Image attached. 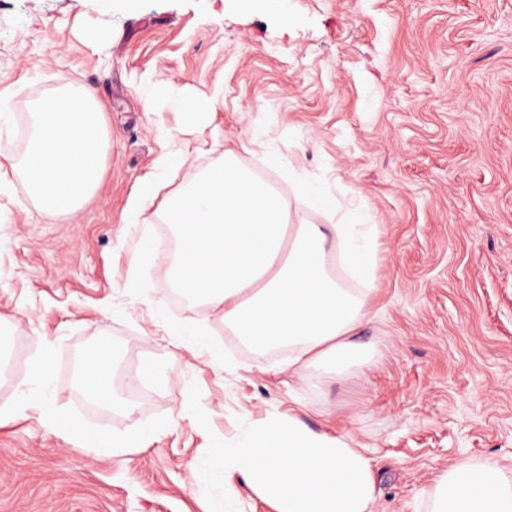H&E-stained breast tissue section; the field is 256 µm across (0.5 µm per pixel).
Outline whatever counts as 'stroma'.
Instances as JSON below:
<instances>
[{"instance_id": "35a3bbf8", "label": "stroma", "mask_w": 512, "mask_h": 512, "mask_svg": "<svg viewBox=\"0 0 512 512\" xmlns=\"http://www.w3.org/2000/svg\"><path fill=\"white\" fill-rule=\"evenodd\" d=\"M0 0V155L20 153L30 104L66 85L101 102L96 193L47 214L0 167V512H276L212 459L246 422L297 417L349 435L376 474L373 512H429L449 466L486 457L512 474V0ZM206 100L191 119L171 87ZM232 151L263 166L295 221L377 229L379 269L359 339L370 367L337 381L240 352L220 311L175 310L156 240L165 199ZM335 196L314 208L301 186ZM209 325L210 362L177 323ZM144 393L87 413L69 361L99 336ZM49 358L57 413L141 447L65 440L18 385Z\"/></svg>"}]
</instances>
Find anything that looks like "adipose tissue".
I'll use <instances>...</instances> for the list:
<instances>
[{"mask_svg":"<svg viewBox=\"0 0 512 512\" xmlns=\"http://www.w3.org/2000/svg\"><path fill=\"white\" fill-rule=\"evenodd\" d=\"M29 119L26 151L16 166L46 211H73L98 185L103 109L88 89L61 87L42 97ZM161 219L178 241L173 287L222 311L231 335L259 346H288L286 367L300 379L316 370L342 380L352 368L370 366L372 355L355 335L369 313L377 248L355 225L337 224L332 232L361 284L357 292L327 271L328 231L292 223L282 196L232 159L169 197ZM24 400L42 410L47 425L84 447L108 452L137 444L75 430L54 412L45 387L27 389ZM213 464L223 468L226 485L242 478L279 512H372L376 500L369 457L292 417L251 425ZM431 512H512V477L491 458L452 466L439 479Z\"/></svg>","mask_w":512,"mask_h":512,"instance_id":"adipose-tissue-1","label":"adipose tissue"}]
</instances>
